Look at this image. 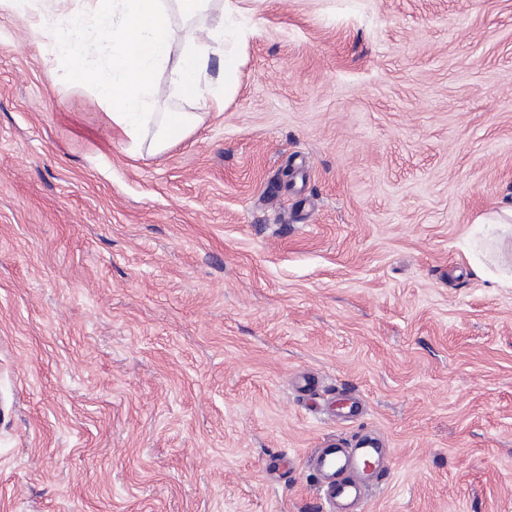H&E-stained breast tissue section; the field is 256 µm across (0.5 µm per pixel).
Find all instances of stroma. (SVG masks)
<instances>
[{
    "label": "stroma",
    "mask_w": 512,
    "mask_h": 512,
    "mask_svg": "<svg viewBox=\"0 0 512 512\" xmlns=\"http://www.w3.org/2000/svg\"><path fill=\"white\" fill-rule=\"evenodd\" d=\"M242 8L137 154L0 8V512H321L363 428V512H512V0ZM347 448H352L349 452ZM382 441L371 432H358L349 442L336 440L317 448L307 463L317 480L318 496L325 512H354L349 509L363 503L370 490H376L386 469L377 466ZM355 470L369 472L372 483H364Z\"/></svg>",
    "instance_id": "obj_1"
}]
</instances>
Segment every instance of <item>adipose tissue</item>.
<instances>
[{"label":"adipose tissue","instance_id":"obj_1","mask_svg":"<svg viewBox=\"0 0 512 512\" xmlns=\"http://www.w3.org/2000/svg\"><path fill=\"white\" fill-rule=\"evenodd\" d=\"M210 0H0L33 19L32 36L70 65L67 81L88 88L100 111L96 124L118 130L129 152H159L201 119L196 112H156L163 99L219 111L233 94L241 34L226 27L238 0H224V22L200 24ZM224 65L210 75L211 54ZM171 67L168 84L157 80Z\"/></svg>","mask_w":512,"mask_h":512}]
</instances>
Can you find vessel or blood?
Masks as SVG:
<instances>
[{
  "instance_id": "obj_1",
  "label": "vessel or blood",
  "mask_w": 512,
  "mask_h": 512,
  "mask_svg": "<svg viewBox=\"0 0 512 512\" xmlns=\"http://www.w3.org/2000/svg\"><path fill=\"white\" fill-rule=\"evenodd\" d=\"M382 448L378 437L362 431L351 441L328 443L308 457L323 512H350L364 502L372 485L379 483L385 473L376 464Z\"/></svg>"
}]
</instances>
